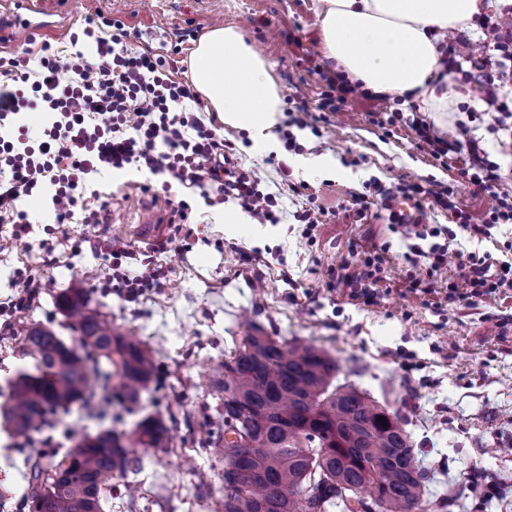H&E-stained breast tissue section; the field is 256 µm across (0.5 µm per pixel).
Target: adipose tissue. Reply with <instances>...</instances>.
<instances>
[{"instance_id": "adipose-tissue-1", "label": "adipose tissue", "mask_w": 512, "mask_h": 512, "mask_svg": "<svg viewBox=\"0 0 512 512\" xmlns=\"http://www.w3.org/2000/svg\"><path fill=\"white\" fill-rule=\"evenodd\" d=\"M320 38L327 60L370 94L448 109L441 42L469 28L484 0H321ZM198 92L225 124L265 136L282 110L267 62L233 26L210 31L191 63Z\"/></svg>"}]
</instances>
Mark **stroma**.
Listing matches in <instances>:
<instances>
[{"instance_id":"stroma-1","label":"stroma","mask_w":512,"mask_h":512,"mask_svg":"<svg viewBox=\"0 0 512 512\" xmlns=\"http://www.w3.org/2000/svg\"><path fill=\"white\" fill-rule=\"evenodd\" d=\"M319 0H52L43 12L25 0H0V55L38 51L42 43L70 49V36L85 15L121 18L134 47L167 54L182 42L178 78L188 67L200 36L233 26L267 61L284 107L317 113L332 73L319 35ZM488 27L463 31L451 67L444 120L426 113L435 135L461 134L479 142L499 178L495 190L512 196V118L501 119L495 103L471 98L463 83L477 78L474 61L488 53L496 25L512 21V0H493L484 12ZM411 103L355 99L343 112L320 116L316 129H297L299 152L266 151L248 144L246 132L224 127V139L265 192L278 194L282 219L257 224L238 201L208 206L198 190L128 169L88 176L87 203L101 209L100 224L51 223L45 203L21 206L31 221L23 246L0 244V305L17 295L14 274L31 272L43 287L32 302L0 328V378L21 362L10 335L28 322L60 325L71 339L56 296L86 291L92 305L120 332L133 333L152 350L161 380L151 388L154 413H174V450L167 455L135 448L134 469L114 478L103 512H215L223 494L224 462L201 451L182 422L184 414L216 406L207 376L233 340L256 327L269 336L299 339L333 356L340 382L366 391L399 412L411 435L417 462L428 471L426 497L448 499L445 512H512V290L476 299H447L448 281L428 277L407 258L406 242L389 212L371 206L357 212L355 193L373 195L370 179L391 187L432 180L453 187L459 208L482 222L491 196L472 195L462 160L441 162L417 145L398 122L385 129L380 112L410 113ZM151 191H144V184ZM190 205L187 219L179 201ZM318 210L312 239L294 214ZM120 239L139 260L152 256L164 266L163 287L127 300L106 288V256L84 246V238ZM460 248L512 262V224L484 240L458 232ZM381 255L384 280L375 303L351 299L336 282L342 265L357 266ZM21 440L0 428V488L13 498L0 512H16L25 491ZM135 485L128 495L127 485Z\"/></svg>"}]
</instances>
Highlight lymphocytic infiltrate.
I'll return each mask as SVG.
<instances>
[{"instance_id":"f902f5d3","label":"lymphocytic infiltrate","mask_w":512,"mask_h":512,"mask_svg":"<svg viewBox=\"0 0 512 512\" xmlns=\"http://www.w3.org/2000/svg\"><path fill=\"white\" fill-rule=\"evenodd\" d=\"M82 33L90 51L66 57L45 42L35 57L26 51L0 56V128L17 130L16 136H0V222L10 225V241L23 243L28 234L21 197L50 192L56 223L68 224L78 216L83 223L96 224L100 213L84 200L86 175L132 166L202 190L217 187L238 200L257 223H279L275 195L260 190L258 181L240 168L220 127L202 122L203 102L192 83L174 79L164 56L132 47L121 19L88 15ZM32 112L45 116L35 138L26 121ZM409 123L419 147L436 159L468 152V182L475 193L493 194L494 204L482 223H472L454 204L452 190L432 181L425 186H377L381 205L399 197L429 199L477 238L491 237L493 228L512 224V198L494 195L496 168L477 143L435 136L417 115ZM456 232L407 228L403 236L410 241L415 262L425 265L428 274L447 275L449 299L480 298L512 288V265L497 269L490 256L460 250ZM93 246L111 257L112 278L127 299H137L166 278L160 267L130 274L125 267L130 253L119 240H97Z\"/></svg>"}]
</instances>
